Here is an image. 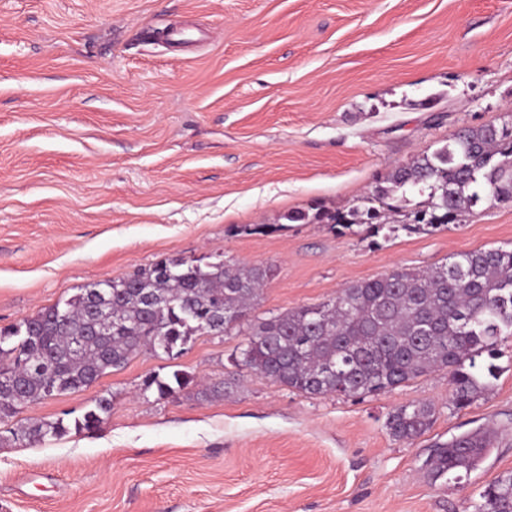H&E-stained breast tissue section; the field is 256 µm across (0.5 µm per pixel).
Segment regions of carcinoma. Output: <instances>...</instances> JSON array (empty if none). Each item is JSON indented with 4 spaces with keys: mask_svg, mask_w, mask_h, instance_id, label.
Here are the masks:
<instances>
[{
    "mask_svg": "<svg viewBox=\"0 0 512 512\" xmlns=\"http://www.w3.org/2000/svg\"><path fill=\"white\" fill-rule=\"evenodd\" d=\"M367 205L347 212L295 210L291 222L327 220L342 227L381 225L399 211L409 189L428 188L411 212L421 230L454 224L481 194L512 201V126L465 128L441 148L393 169ZM270 265H205L162 259L118 280L106 279L0 328V423L23 408L83 391L143 350L175 358L192 336L213 330L243 337L235 365L270 377L306 395L362 397L394 390L436 370H448L449 406L464 409L487 394L498 366L479 359L497 355L512 337V249L457 253L427 270H396L353 284L335 298L274 315L258 324L249 310L273 277ZM106 300L111 330H94L96 303ZM194 382L180 369L151 374L142 390L174 396ZM112 411V395H97L83 414L66 422L20 423L9 429L25 444L60 439L70 431L94 432ZM434 408L409 403L389 413L386 428L413 440L431 426ZM492 439L480 428L464 431L433 449V477L469 474L484 461ZM477 512H512V471L480 494Z\"/></svg>",
    "mask_w": 512,
    "mask_h": 512,
    "instance_id": "1",
    "label": "carcinoma"
}]
</instances>
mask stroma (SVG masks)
<instances>
[{
	"label": "stroma",
	"instance_id": "obj_1",
	"mask_svg": "<svg viewBox=\"0 0 512 512\" xmlns=\"http://www.w3.org/2000/svg\"><path fill=\"white\" fill-rule=\"evenodd\" d=\"M512 122V0H0V328L161 258L270 265L257 322L397 268L512 249V202L434 232L286 221L361 206L463 128ZM241 336L144 351L24 408L93 433L0 434V512H473L512 471V338L491 392L448 407L445 372L365 397L310 396L234 365ZM194 376L165 400L145 376ZM427 403L412 442L385 422ZM497 439L461 480L434 445ZM112 411V396L97 395L91 399L83 414L75 418L72 423L65 422L63 418L54 421H40L35 423H20L15 428H10L13 439L25 444L40 443L48 438L59 439L70 433L71 428L76 433H92L104 421Z\"/></svg>",
	"mask_w": 512,
	"mask_h": 512
}]
</instances>
